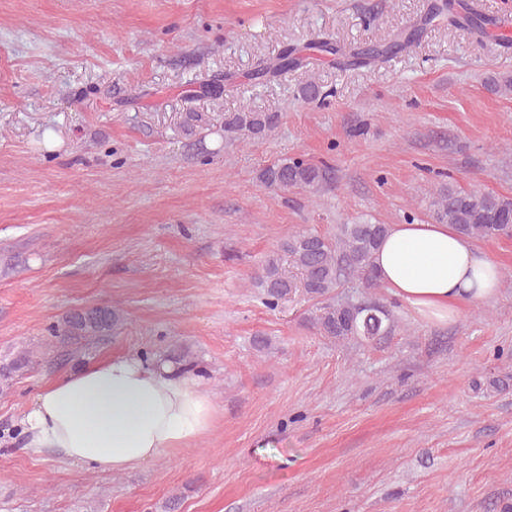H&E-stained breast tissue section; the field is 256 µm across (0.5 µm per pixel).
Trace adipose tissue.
Listing matches in <instances>:
<instances>
[{
  "label": "adipose tissue",
  "instance_id": "1",
  "mask_svg": "<svg viewBox=\"0 0 512 512\" xmlns=\"http://www.w3.org/2000/svg\"><path fill=\"white\" fill-rule=\"evenodd\" d=\"M390 294L430 323L455 321L464 303L500 293L501 268L448 224L390 225L372 256ZM218 410L201 383L164 361L130 354L54 382L22 420L33 451L119 473L208 434Z\"/></svg>",
  "mask_w": 512,
  "mask_h": 512
}]
</instances>
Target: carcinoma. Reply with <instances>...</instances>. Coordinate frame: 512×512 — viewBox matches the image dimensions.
<instances>
[{
    "instance_id": "obj_1",
    "label": "carcinoma",
    "mask_w": 512,
    "mask_h": 512,
    "mask_svg": "<svg viewBox=\"0 0 512 512\" xmlns=\"http://www.w3.org/2000/svg\"><path fill=\"white\" fill-rule=\"evenodd\" d=\"M434 21L465 28L478 38L486 35V25L491 23L483 16L477 0H432L425 23ZM421 32L420 28L403 30L386 44L358 49L321 40L317 48L335 56L338 66L375 65L390 54L413 46ZM302 65L303 57L296 50L287 49L276 61L258 64L257 74L275 75ZM278 122L275 112H233L224 117V127L239 132L245 139L269 135ZM259 180L268 188L300 189L314 194L333 184L335 169L325 162L317 164L300 157H286L264 168ZM431 216L440 224L454 226L470 239L512 237V198L442 185L432 195ZM386 231L385 224H339L333 238L312 231L290 236L282 243L281 251L296 275L285 273L281 257H268L256 281L266 305L276 308L301 292L315 302L310 321L319 335L339 343H381L396 328L391 312L376 300H335L332 293L355 278L369 288L377 285L371 258ZM122 325L123 317L118 310L92 306L65 315L50 327V335L64 345L82 348L101 336L111 335ZM32 360L33 352L28 349L1 357L0 384H9Z\"/></svg>"
}]
</instances>
